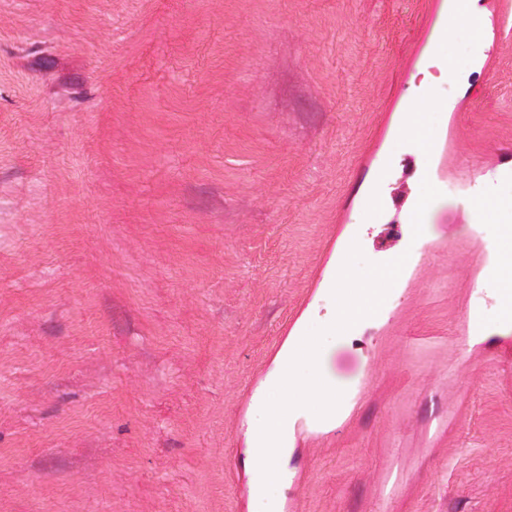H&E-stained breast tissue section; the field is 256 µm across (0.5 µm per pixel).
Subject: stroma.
Segmentation results:
<instances>
[{
  "mask_svg": "<svg viewBox=\"0 0 512 512\" xmlns=\"http://www.w3.org/2000/svg\"><path fill=\"white\" fill-rule=\"evenodd\" d=\"M472 4L480 42L441 44L455 0H0V512H224L225 419L281 337L330 324L354 243L410 264L321 349L328 384L367 390L312 463L320 499L373 512L389 468L405 512L512 487L494 346L461 341L472 305L503 318L512 0ZM434 362L450 385L425 387ZM450 444L443 498L419 451Z\"/></svg>",
  "mask_w": 512,
  "mask_h": 512,
  "instance_id": "stroma-1",
  "label": "stroma"
}]
</instances>
